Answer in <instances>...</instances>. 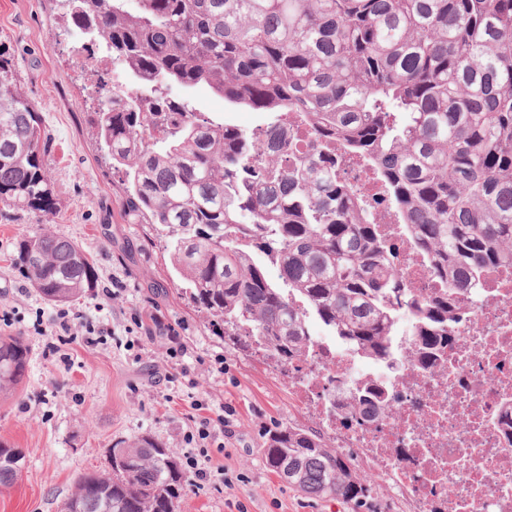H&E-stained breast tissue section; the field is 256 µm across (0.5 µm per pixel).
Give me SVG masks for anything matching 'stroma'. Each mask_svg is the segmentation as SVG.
I'll return each mask as SVG.
<instances>
[{
	"label": "stroma",
	"instance_id": "35a3bbf8",
	"mask_svg": "<svg viewBox=\"0 0 512 512\" xmlns=\"http://www.w3.org/2000/svg\"><path fill=\"white\" fill-rule=\"evenodd\" d=\"M69 27L53 0H0V44L13 54L18 85L41 115L55 199L47 216L0 217V335L21 337L28 348L23 381L0 395V442L25 456L17 482L0 488V512H61L79 473L107 469L114 442L143 434L213 476L187 492L179 512H348L288 487L267 468L266 433L288 424L316 429L319 416L271 360L212 334L206 313L182 296L155 231L122 208L120 176L89 121L99 104L97 69L73 54ZM45 225L83 248L98 268V290L60 307L14 270L17 242ZM108 288L118 299L106 298ZM63 310L69 336L56 323ZM137 311L175 324L185 355L165 363L167 337L136 327ZM87 321L103 331L96 343L82 334ZM200 400L216 413L227 404L236 410L234 437L214 436L224 449L191 439ZM223 468L243 481L224 486L215 477Z\"/></svg>",
	"mask_w": 512,
	"mask_h": 512
}]
</instances>
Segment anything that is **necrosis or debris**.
I'll return each mask as SVG.
<instances>
[{
	"label": "necrosis or debris",
	"instance_id": "1",
	"mask_svg": "<svg viewBox=\"0 0 512 512\" xmlns=\"http://www.w3.org/2000/svg\"><path fill=\"white\" fill-rule=\"evenodd\" d=\"M491 281L489 292L464 297L454 344L431 372L365 367L322 342L288 369L321 413L328 392L381 379L396 397L391 415L364 428L333 424L336 446L354 460L371 456L377 483L418 512H512V275Z\"/></svg>",
	"mask_w": 512,
	"mask_h": 512
}]
</instances>
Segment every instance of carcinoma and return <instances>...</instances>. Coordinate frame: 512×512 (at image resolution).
<instances>
[{
    "mask_svg": "<svg viewBox=\"0 0 512 512\" xmlns=\"http://www.w3.org/2000/svg\"><path fill=\"white\" fill-rule=\"evenodd\" d=\"M56 2L77 51L112 60L91 122L122 205L165 238L213 335L281 368L305 359L315 325L368 362L411 336L431 371L453 342L452 291L512 270V0ZM200 89L266 120L217 122L193 106ZM54 207L40 115L0 45V214ZM400 246L423 256L432 287L409 286ZM13 267L56 304L98 286L81 248L48 227L20 239ZM27 358L20 337L0 336L1 393ZM330 404L346 428L387 409L371 389ZM263 451L308 496L389 512L315 429L271 430ZM109 457L111 471L75 478L64 512H178L189 477L171 449L143 435ZM23 460L0 443V488Z\"/></svg>",
    "mask_w": 512,
    "mask_h": 512,
    "instance_id": "obj_1",
    "label": "carcinoma"
}]
</instances>
